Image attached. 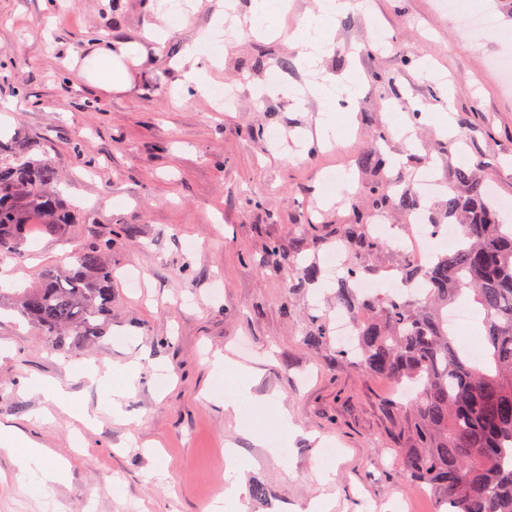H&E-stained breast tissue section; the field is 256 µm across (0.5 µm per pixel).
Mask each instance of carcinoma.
Instances as JSON below:
<instances>
[{"mask_svg": "<svg viewBox=\"0 0 512 512\" xmlns=\"http://www.w3.org/2000/svg\"><path fill=\"white\" fill-rule=\"evenodd\" d=\"M358 163L377 172L367 218L419 209L415 193H389L379 151ZM458 176L467 194L448 195L447 210L461 224L463 240L426 265L407 264L406 280L428 285L418 298L357 292L353 283L367 269L356 258L377 251L382 240L366 222L339 225L336 239L354 259L336 278V305L354 319L357 341L340 352L366 373L406 379L416 389L411 416L417 444L398 455L410 480L435 493L436 512H512V224L481 183L464 170ZM58 185L56 172L37 155L0 144V256L21 255L37 224L65 232L74 209ZM111 248L110 238H90L71 268L44 269L12 310L61 349L71 336L101 339L112 308ZM319 275V267L309 265L291 287L304 288ZM469 297L483 327L480 363L448 329L447 307Z\"/></svg>", "mask_w": 512, "mask_h": 512, "instance_id": "obj_1", "label": "carcinoma"}]
</instances>
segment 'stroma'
Listing matches in <instances>:
<instances>
[{"mask_svg": "<svg viewBox=\"0 0 512 512\" xmlns=\"http://www.w3.org/2000/svg\"><path fill=\"white\" fill-rule=\"evenodd\" d=\"M224 19V66L211 85L232 91L217 110L210 97L180 93L178 63L217 0H190V18L158 20L150 0H0V141L34 145L54 168L63 196L88 208L64 234H34L20 258L0 259L6 295L38 282L48 266H69L91 234L111 235L112 311L107 334L57 348L0 309V426H13L64 459L63 480L35 488L13 454L0 449V512H435L413 486L397 449L410 447L409 396L338 353L329 334L307 346L311 317L335 322L324 268L336 227L352 223L371 181L357 159L381 143L386 173L414 187L433 167L437 192L421 197L427 223L448 221V194H465L467 171L496 202H512V88L489 66L512 55V18L503 0H467L498 19L496 38L466 43L438 0H365L336 16L315 68L299 65L292 37L315 0H292L275 39L255 32L252 0H232ZM162 22L164 43L146 27ZM136 44L125 57L128 86L105 92L64 59L84 58L97 41ZM281 70V92L269 74ZM324 79L334 93L351 84L352 112L329 117L341 136L299 150L322 104L288 92ZM350 188L326 193L327 173ZM321 266L316 285L291 287L286 259ZM231 352L249 367L260 404L240 416L212 395V362ZM142 367L123 401L124 420L106 408L110 386L79 365ZM33 379L57 382L94 421L53 407ZM287 409L297 433L275 425ZM233 447L239 468L226 466ZM335 460L321 465L323 449ZM239 485V496L226 492ZM263 488V495L252 492Z\"/></svg>", "mask_w": 512, "mask_h": 512, "instance_id": "35a3bbf8", "label": "stroma"}]
</instances>
